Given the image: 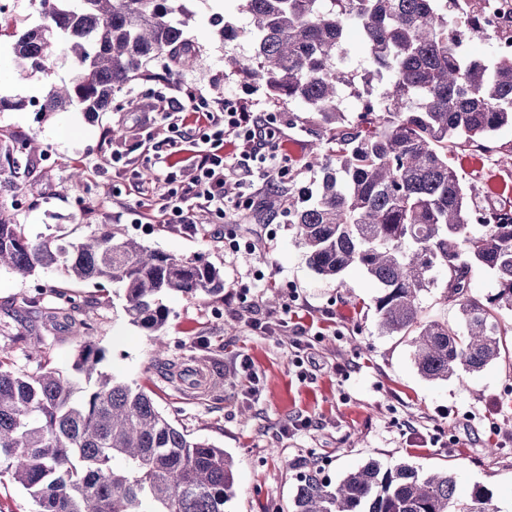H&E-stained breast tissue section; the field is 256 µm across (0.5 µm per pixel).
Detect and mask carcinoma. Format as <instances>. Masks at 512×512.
Returning <instances> with one entry per match:
<instances>
[{
	"label": "carcinoma",
	"instance_id": "cac0c4a2",
	"mask_svg": "<svg viewBox=\"0 0 512 512\" xmlns=\"http://www.w3.org/2000/svg\"><path fill=\"white\" fill-rule=\"evenodd\" d=\"M187 0H32L40 23L12 44L39 68L59 41L75 62L69 84L53 86L40 111L76 104L112 110L136 80L165 73L148 65L174 52L197 56L186 37ZM254 53L236 62L264 82L270 104L300 100L321 116L336 144L316 205L293 209L308 264L336 278L361 267L377 288L379 322L413 335V359L430 380L474 373L505 353L501 312L512 311V209L479 214L474 189L450 162L460 144L488 149L512 126V56L470 59L448 43V0H241ZM360 29L377 73L343 65L345 31ZM384 80L375 121L344 125L339 91L361 78ZM479 224L482 231L471 227ZM23 277L60 267L73 280L123 290L129 322L161 343L168 311L158 297L224 291V274L201 259L176 258L112 228L74 244L31 240L0 219V266ZM492 270L497 291L469 294L472 266ZM447 275L446 297L461 321L423 323L421 292ZM104 352L87 335L69 373L29 377L0 362V474L27 490L36 512H224L235 483L224 449L191 439L137 386L99 369ZM87 387L81 389L79 382ZM291 512H496L482 487L457 496L455 476L372 460L332 483L305 461Z\"/></svg>",
	"mask_w": 512,
	"mask_h": 512
}]
</instances>
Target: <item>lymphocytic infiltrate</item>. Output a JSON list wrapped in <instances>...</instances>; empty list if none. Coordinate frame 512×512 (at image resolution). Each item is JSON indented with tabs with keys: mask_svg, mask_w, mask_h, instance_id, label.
Listing matches in <instances>:
<instances>
[{
	"mask_svg": "<svg viewBox=\"0 0 512 512\" xmlns=\"http://www.w3.org/2000/svg\"><path fill=\"white\" fill-rule=\"evenodd\" d=\"M166 124L164 143L144 145L137 171V215L147 224L194 231L190 213L204 208L218 218L239 211V197L228 196V181L249 189L271 176H285L287 156L270 151L281 132L272 115H260L251 104L227 99L201 102L195 92L177 89L162 97L159 112L139 117L146 128Z\"/></svg>",
	"mask_w": 512,
	"mask_h": 512,
	"instance_id": "1",
	"label": "lymphocytic infiltrate"
}]
</instances>
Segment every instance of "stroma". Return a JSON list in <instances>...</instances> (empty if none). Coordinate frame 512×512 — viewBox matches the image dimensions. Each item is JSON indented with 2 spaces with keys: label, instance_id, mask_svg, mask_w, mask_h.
Returning a JSON list of instances; mask_svg holds the SVG:
<instances>
[{
  "label": "stroma",
  "instance_id": "stroma-1",
  "mask_svg": "<svg viewBox=\"0 0 512 512\" xmlns=\"http://www.w3.org/2000/svg\"><path fill=\"white\" fill-rule=\"evenodd\" d=\"M193 15L187 36L200 53L174 66L165 81H135L118 96L119 107L94 115L68 107L41 113L34 97L71 76L63 50L43 69L20 66L10 45L34 19L30 0H16L0 13V218L22 225L39 239L67 235L80 241L102 225L115 226L146 247L181 258H200L224 272V290L205 298L163 297L169 315L167 345L157 354L146 332L129 323L122 292L109 283L69 279L58 268L22 278L0 268V357L8 369L32 375L68 370L77 350L70 319L35 317L27 306L41 295L45 307L75 301L92 318L93 339L103 349V372L144 388L158 409L193 439L224 449L235 461V485L225 512H290L303 461H314L330 480L376 460L406 461L425 472L446 470L459 496L486 489L498 512H512V359L447 380L422 377L410 339L384 333L373 298L375 288L353 266L335 280L307 263L288 214L289 198L311 205L321 167L314 154L331 146L320 118L299 100L272 107L262 84L247 79L234 60L251 55L253 42L240 0H188ZM240 30L224 44L221 22ZM178 83L211 101L245 98L256 111H274L285 134L281 148L288 174L259 187L250 209L225 219L208 216L196 232L137 221L132 189L141 166L142 139L128 100L158 104L168 83ZM39 152L21 155L29 139ZM487 152L457 149L452 162L474 186L476 205L512 208V127L492 138ZM125 163L112 166V152ZM19 157L11 165L10 157ZM89 164L77 185L69 177ZM255 239L264 248L232 252L231 239ZM293 314L277 324L284 303ZM44 341L40 357L28 337ZM203 367L220 387L204 393L170 377L167 364ZM308 428L291 429V422Z\"/></svg>",
  "mask_w": 512,
  "mask_h": 512
}]
</instances>
